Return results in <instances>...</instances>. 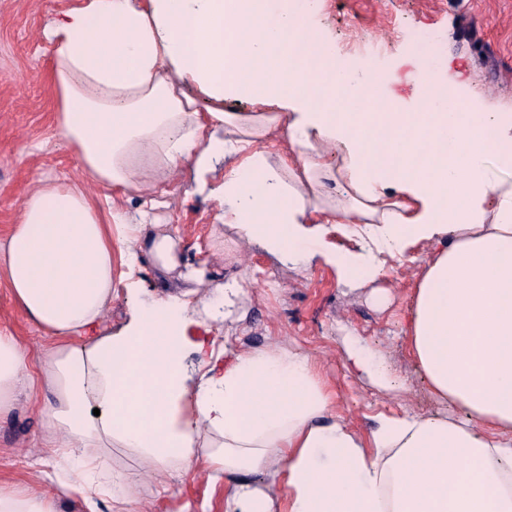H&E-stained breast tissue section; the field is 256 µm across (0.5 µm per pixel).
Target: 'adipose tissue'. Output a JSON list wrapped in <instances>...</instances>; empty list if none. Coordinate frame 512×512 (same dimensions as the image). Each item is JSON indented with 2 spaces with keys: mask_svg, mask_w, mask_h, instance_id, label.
Instances as JSON below:
<instances>
[{
  "mask_svg": "<svg viewBox=\"0 0 512 512\" xmlns=\"http://www.w3.org/2000/svg\"><path fill=\"white\" fill-rule=\"evenodd\" d=\"M42 35L59 134L101 188L155 210L161 180L190 167L225 224L305 271L306 242L355 229L378 260L319 253L350 288L427 245L405 336L443 408L383 415L361 433L336 415L316 362L274 344L219 348L189 381L199 272H181L177 242L153 222L127 223L78 185L45 178L0 244V272L57 343L37 378L25 346L0 330V415L45 383L47 478L58 493L80 494L88 512L100 495L114 512H135L133 476L99 470L109 449L125 448L160 483L205 471L223 487L224 512H512V112L485 111L465 82L425 68L410 75L412 108L400 109L369 62L343 64L284 0H82ZM298 45L319 49L341 98L306 90ZM408 126L415 140L381 135ZM415 152L420 168L387 170L389 156ZM220 160L224 177L209 184ZM117 259L148 265L161 296L133 301L127 325L100 335L125 287ZM342 364L393 385L350 330Z\"/></svg>",
  "mask_w": 512,
  "mask_h": 512,
  "instance_id": "ef3b65f1",
  "label": "adipose tissue"
}]
</instances>
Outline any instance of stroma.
<instances>
[{
  "label": "stroma",
  "mask_w": 512,
  "mask_h": 512,
  "mask_svg": "<svg viewBox=\"0 0 512 512\" xmlns=\"http://www.w3.org/2000/svg\"><path fill=\"white\" fill-rule=\"evenodd\" d=\"M76 3L0 0V242L19 222L23 201L40 177L80 184L95 203L105 202L104 190L84 180L74 149L58 133L52 53L42 36L46 24ZM320 20L339 60L353 65L367 60L393 76L390 90L400 106L414 98L407 79L415 65L414 35L428 29L435 40L431 65L467 66L470 95L489 110L512 112V0H321ZM33 143L40 149L31 154L27 148ZM193 184L187 167L167 179L171 206L157 227L179 240L187 265L206 273L202 288L189 298L191 305H200L237 272L248 275L251 288L238 302L237 322L191 329V339L227 337L237 348L299 345L336 387L337 414L363 432L382 415L431 412L427 384L413 369L404 336L425 246L388 262L376 280L348 288L321 260L304 272L241 238L220 221L218 201L189 195ZM0 327L19 337L31 372L39 373L51 339L26 319L1 274ZM345 327L380 356L395 382L392 390H378L345 370L340 360ZM47 396L44 390L19 396L14 410L0 417V483L30 488L51 500L55 512H82L78 500L58 497L37 477L45 456L47 430L40 410ZM137 492L139 512H180L185 503L207 501L214 512H224L220 494L203 472L171 479L165 489L146 480Z\"/></svg>",
  "instance_id": "1"
}]
</instances>
